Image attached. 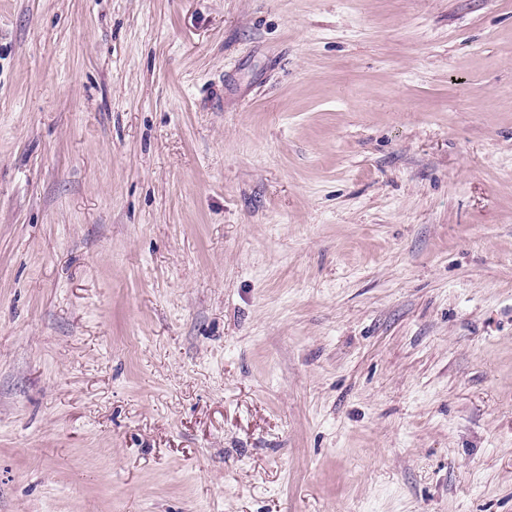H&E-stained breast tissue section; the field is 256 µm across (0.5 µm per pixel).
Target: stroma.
<instances>
[{
	"label": "stroma",
	"mask_w": 512,
	"mask_h": 512,
	"mask_svg": "<svg viewBox=\"0 0 512 512\" xmlns=\"http://www.w3.org/2000/svg\"><path fill=\"white\" fill-rule=\"evenodd\" d=\"M0 512H512V0H0Z\"/></svg>",
	"instance_id": "35a3bbf8"
}]
</instances>
